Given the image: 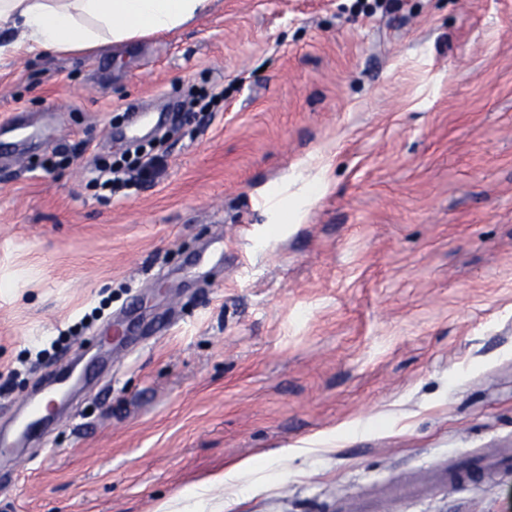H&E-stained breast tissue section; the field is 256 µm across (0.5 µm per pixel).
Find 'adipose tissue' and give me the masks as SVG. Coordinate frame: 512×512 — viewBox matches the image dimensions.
<instances>
[{
	"instance_id": "ef3b65f1",
	"label": "adipose tissue",
	"mask_w": 512,
	"mask_h": 512,
	"mask_svg": "<svg viewBox=\"0 0 512 512\" xmlns=\"http://www.w3.org/2000/svg\"><path fill=\"white\" fill-rule=\"evenodd\" d=\"M214 0H0V51L72 53L170 32Z\"/></svg>"
}]
</instances>
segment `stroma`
<instances>
[{"instance_id": "1", "label": "stroma", "mask_w": 512, "mask_h": 512, "mask_svg": "<svg viewBox=\"0 0 512 512\" xmlns=\"http://www.w3.org/2000/svg\"><path fill=\"white\" fill-rule=\"evenodd\" d=\"M133 104L167 123L135 148ZM72 360L0 512H512V0L1 54L0 429ZM266 456L267 455L265 453H260L255 457L239 460L229 464L223 473L215 476L212 480L209 479L202 482L197 487L198 491L196 493L202 495L207 487L212 484H224V482L244 484L246 480L259 469L260 462L263 461Z\"/></svg>"}]
</instances>
